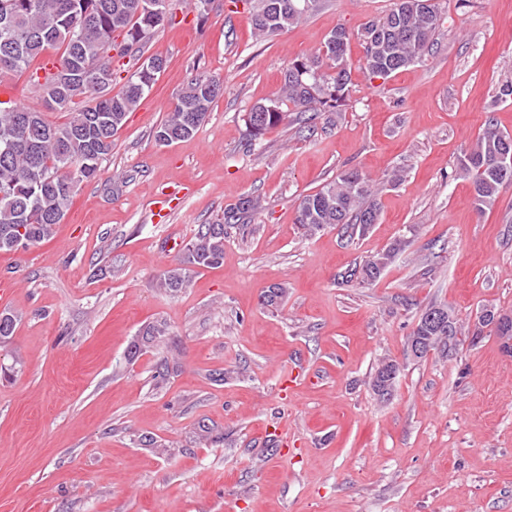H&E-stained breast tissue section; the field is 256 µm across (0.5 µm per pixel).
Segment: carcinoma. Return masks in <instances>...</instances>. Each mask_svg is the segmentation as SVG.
Here are the masks:
<instances>
[{
  "label": "carcinoma",
  "instance_id": "cac0c4a2",
  "mask_svg": "<svg viewBox=\"0 0 512 512\" xmlns=\"http://www.w3.org/2000/svg\"><path fill=\"white\" fill-rule=\"evenodd\" d=\"M161 10L151 0H0V76L34 78L43 106L65 112L60 124L47 122L43 113L29 107L0 101V252H15L51 239L62 223L81 185L101 174L102 161L112 152L114 136L127 116L152 89L163 68H154L148 58L107 97L100 94L96 78L107 73L112 84L118 76L112 69L110 51L135 56L164 27L175 0H160ZM319 0H244L251 14L254 33L273 40L313 12ZM441 17L433 0H397L385 16L368 21L358 33L364 44L359 66L371 78L387 79L420 60L432 50ZM353 33L339 26L312 55L289 62L276 98L248 112L250 136L257 140L277 128L287 117L280 103L293 105L299 121L313 128L314 121L348 105L351 62L347 48ZM58 50L53 70L38 77L34 63L49 49ZM223 81L201 74L180 94L174 109L154 131L156 142L170 146L193 136L206 121L222 95ZM459 173L471 181L474 203L482 211L492 205L500 188L512 183V134L497 128L494 119L485 122L475 146L458 163ZM258 208L253 197H244L224 210L220 224H201L186 246L180 265L165 271L160 287L174 292L187 286L189 269L217 268L224 263V229L241 224ZM381 212L378 193L370 177L348 169L313 194L302 197L296 223L312 235L336 226L361 235L378 223ZM402 248L397 242L374 259L346 272L345 282L372 283L392 263ZM287 294L282 285H272L261 295V305L280 307ZM424 310L407 338L405 356L412 347L443 357L459 354L463 341L460 328L427 321ZM17 317L0 312V341L12 336ZM497 336L504 352L512 354V315L493 307L482 310L471 342L484 335ZM169 335L166 323L148 324L133 341L136 355ZM398 364L384 357L376 364L370 381L382 400L394 394L398 375L388 368Z\"/></svg>",
  "mask_w": 512,
  "mask_h": 512
}]
</instances>
